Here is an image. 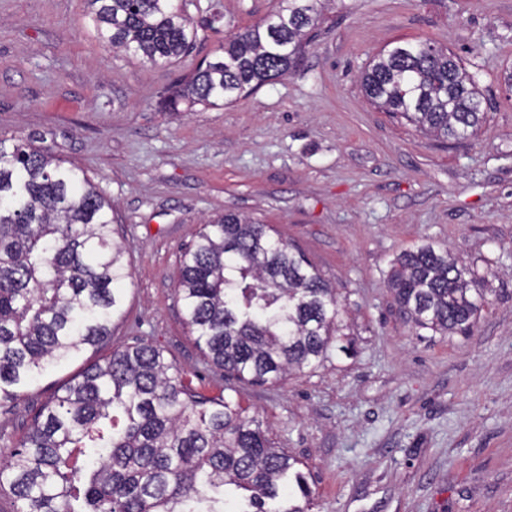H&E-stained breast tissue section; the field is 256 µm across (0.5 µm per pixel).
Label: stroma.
I'll return each mask as SVG.
<instances>
[{"label":"stroma","instance_id":"obj_1","mask_svg":"<svg viewBox=\"0 0 512 512\" xmlns=\"http://www.w3.org/2000/svg\"><path fill=\"white\" fill-rule=\"evenodd\" d=\"M276 0H186L199 30L170 66L99 43L86 0H0V132L80 169L117 210L132 276L109 340L0 400V450L113 350L163 349L184 383L232 395L300 459L311 512H512V0H327L305 58L234 104L160 100ZM431 39L476 76L488 120L441 142L370 104L360 74L394 41ZM272 225L336 288L351 355L244 385L201 353L175 282L203 222ZM430 242L474 262L494 293L472 335L418 336L388 284Z\"/></svg>","mask_w":512,"mask_h":512}]
</instances>
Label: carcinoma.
I'll return each mask as SVG.
<instances>
[{
  "label": "carcinoma",
  "mask_w": 512,
  "mask_h": 512,
  "mask_svg": "<svg viewBox=\"0 0 512 512\" xmlns=\"http://www.w3.org/2000/svg\"><path fill=\"white\" fill-rule=\"evenodd\" d=\"M100 43L151 66L192 49L199 20L178 0H86ZM224 39L173 85L166 103L231 104L295 68L322 0H279ZM366 97L440 141L478 135L487 112L473 76L430 39L375 55ZM112 203L47 151L0 135V399L49 366L112 335L130 277ZM486 276L422 243L392 262L389 284L415 334L467 335L489 304ZM184 322L211 361L240 383L277 384L347 352L336 292L294 246L260 221L227 211L202 226L177 280ZM302 462L266 436L231 395L207 398L146 343L112 352L66 384L0 461V489L19 512H224L233 491L249 512H309Z\"/></svg>",
  "instance_id": "cac0c4a2"
}]
</instances>
